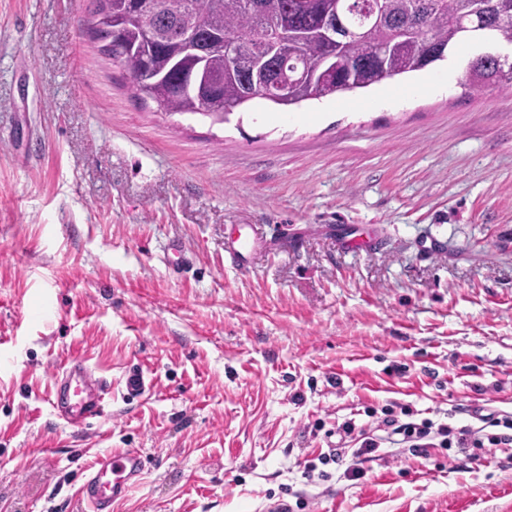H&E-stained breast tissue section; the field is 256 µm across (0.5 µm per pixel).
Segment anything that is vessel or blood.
I'll return each mask as SVG.
<instances>
[{
	"mask_svg": "<svg viewBox=\"0 0 512 512\" xmlns=\"http://www.w3.org/2000/svg\"><path fill=\"white\" fill-rule=\"evenodd\" d=\"M111 382L96 373L84 359H72L54 376L51 407L54 415L78 427L89 424L105 411ZM147 462L139 449L115 448L98 454L81 476L79 492L87 512H112L140 483Z\"/></svg>",
	"mask_w": 512,
	"mask_h": 512,
	"instance_id": "1",
	"label": "vessel or blood"
}]
</instances>
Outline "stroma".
I'll use <instances>...</instances> for the list:
<instances>
[{
  "label": "stroma",
  "mask_w": 512,
  "mask_h": 512,
  "mask_svg": "<svg viewBox=\"0 0 512 512\" xmlns=\"http://www.w3.org/2000/svg\"><path fill=\"white\" fill-rule=\"evenodd\" d=\"M88 26L0 0V512H84L108 448L148 459L114 512H512L506 452L385 442L353 480L336 437L395 404L512 416V91L469 92L461 50L222 123L133 98ZM76 357L112 381L84 428L48 404Z\"/></svg>",
  "instance_id": "35a3bbf8"
}]
</instances>
